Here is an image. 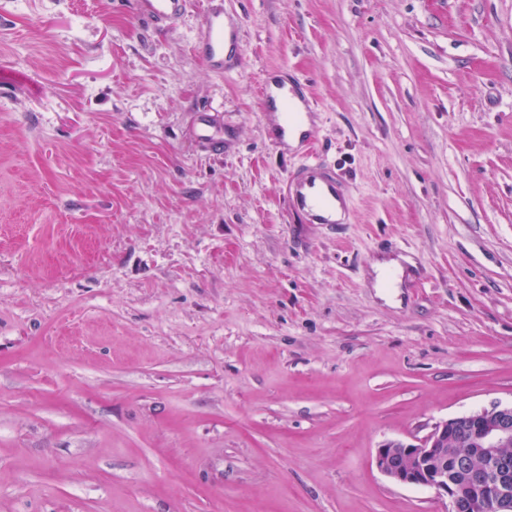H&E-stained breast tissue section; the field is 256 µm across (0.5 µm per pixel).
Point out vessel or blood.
<instances>
[{"label":"vessel or blood","instance_id":"vessel-or-blood-1","mask_svg":"<svg viewBox=\"0 0 512 512\" xmlns=\"http://www.w3.org/2000/svg\"><path fill=\"white\" fill-rule=\"evenodd\" d=\"M136 12L142 19L158 26L180 21L188 11L189 0H135ZM194 52L204 59L218 75L241 65L243 45L238 29L226 24L224 6L219 0H209L198 26ZM262 109L266 112L287 113L286 121L275 123L272 140L279 149H287L288 135L299 114L296 103L285 85H264ZM196 140L214 152L224 149V120L211 110H201L196 128ZM288 203L308 224L347 223L352 198L336 174V168L315 155L291 171L284 186Z\"/></svg>","mask_w":512,"mask_h":512}]
</instances>
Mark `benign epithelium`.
I'll return each mask as SVG.
<instances>
[{"instance_id": "7a95c632", "label": "benign epithelium", "mask_w": 512, "mask_h": 512, "mask_svg": "<svg viewBox=\"0 0 512 512\" xmlns=\"http://www.w3.org/2000/svg\"><path fill=\"white\" fill-rule=\"evenodd\" d=\"M374 464L398 484L447 497L448 512H512V404L438 422L415 443L387 441Z\"/></svg>"}]
</instances>
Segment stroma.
Masks as SVG:
<instances>
[{
  "label": "stroma",
  "mask_w": 512,
  "mask_h": 512,
  "mask_svg": "<svg viewBox=\"0 0 512 512\" xmlns=\"http://www.w3.org/2000/svg\"><path fill=\"white\" fill-rule=\"evenodd\" d=\"M204 2L0 0V512H448L372 458L512 403V0H224L221 76ZM275 74L350 223L289 210ZM188 0H135L139 17L157 26H168L180 21L188 11ZM209 0L198 26L194 52L204 59L210 70L223 75L241 65L243 45L237 28L225 23L224 2ZM288 90V84L285 85H269L266 84L262 91V111L263 112H287L288 119L284 122H277L273 125V141L280 150L288 149V135L295 125V119L300 112L301 125L300 130H304L311 124V117L306 113L300 103V112L298 111L296 103L293 101L289 92L298 96L300 99H306L307 92L301 88V92L297 94ZM199 118L194 130L196 140L211 151H224V120L218 113L209 109L199 111Z\"/></svg>",
  "instance_id": "stroma-1"
}]
</instances>
